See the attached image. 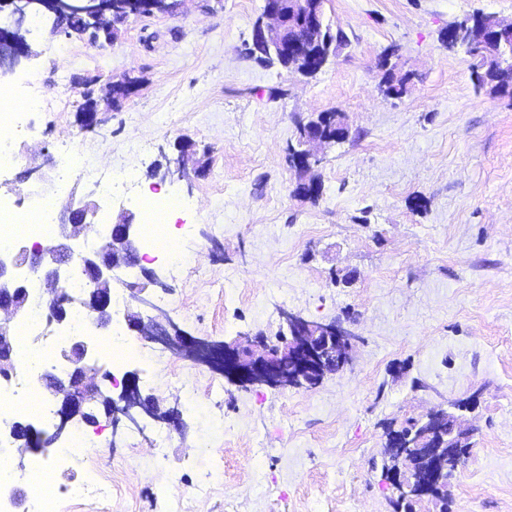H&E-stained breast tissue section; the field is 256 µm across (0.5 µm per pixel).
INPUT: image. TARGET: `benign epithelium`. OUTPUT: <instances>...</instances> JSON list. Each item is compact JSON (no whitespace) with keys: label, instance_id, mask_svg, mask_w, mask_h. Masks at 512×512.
I'll return each instance as SVG.
<instances>
[{"label":"benign epithelium","instance_id":"obj_1","mask_svg":"<svg viewBox=\"0 0 512 512\" xmlns=\"http://www.w3.org/2000/svg\"><path fill=\"white\" fill-rule=\"evenodd\" d=\"M8 9L12 22L0 26V67L14 65L36 56L29 34L21 35L17 25L26 17L38 14L55 18L77 12L87 15L95 24L109 29L111 23L110 0H0V10ZM308 0H264L261 15L257 18L253 35L261 37L271 46L288 49V14L303 12ZM492 38H478L484 47L480 66L491 78L504 69L496 45L512 42V21L506 22L494 13L488 14ZM336 138H324L317 134L307 136L301 143V154L307 162H321L323 149L349 137V126L341 121ZM69 223L58 225L56 238L30 249L24 243H13L11 249L0 252V309L10 310V315L0 318V379L8 380L15 372L13 360L14 325L12 319L26 314L29 296L23 279L22 268L38 275L43 288L49 291L51 319L54 324L65 321V311L57 304V291L77 268L90 274L92 293L84 297L82 304L91 313L97 326L103 328L112 320V292L117 284L129 291L130 299L140 306L150 305L145 288L126 280L127 273L138 267L136 248V224L129 212L120 213L112 224V234L107 242L98 247L81 245L86 230L97 223L99 205L93 199L69 203ZM156 314L143 318L138 311L126 314L127 323L138 332L163 348L205 364L242 387H268L273 389L317 386L331 374L326 359L333 355L341 369L351 366L354 359V336L350 330L336 321H316L299 312L282 309V328L285 332L278 343L270 344L259 336H241L233 343L210 341L186 335L160 308ZM96 344L84 336L72 337L63 351L64 359L73 371L70 377L56 385V424L51 435L32 427L30 439L50 437L56 441L76 425L74 408L96 397L99 383L86 379L84 366L96 359ZM288 360L294 363L293 375L284 374L280 365ZM114 424L139 426L145 419L158 420L152 410L143 404L138 378L130 374L124 379L119 395L112 399Z\"/></svg>","mask_w":512,"mask_h":512}]
</instances>
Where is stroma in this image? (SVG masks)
<instances>
[{"mask_svg":"<svg viewBox=\"0 0 512 512\" xmlns=\"http://www.w3.org/2000/svg\"><path fill=\"white\" fill-rule=\"evenodd\" d=\"M262 8L178 0L174 15L129 20L112 45L48 22L31 29L37 55L7 79L50 107L25 114L0 198L55 193L60 224L65 203L94 186L79 175L61 184L58 152L80 147L87 170L133 167V194L180 203L166 226L176 259L138 254L167 282L151 300L182 330L272 338L288 308L342 322L358 338L354 362L310 390L245 389L127 330L142 345L127 371L184 427L118 429L90 402L96 421L84 429L101 444L90 467L58 481L91 469L112 498H65L59 512H396L383 423L474 394L473 448L449 512H512V94L475 90L471 58L444 40L477 11L512 19V0H325L350 43L312 77L248 56ZM387 55L411 76L397 99L380 90ZM128 77L134 92L82 130L85 81ZM321 112L342 113L355 136L327 148L309 199L295 192L288 147ZM184 150V173L161 179ZM218 466L220 479L196 492ZM175 472L179 505L166 491Z\"/></svg>","mask_w":512,"mask_h":512,"instance_id":"1","label":"stroma"}]
</instances>
